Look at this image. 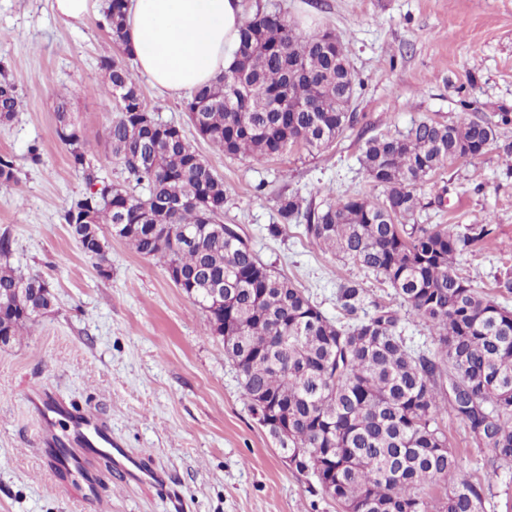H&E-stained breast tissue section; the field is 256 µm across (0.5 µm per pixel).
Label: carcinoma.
<instances>
[{"instance_id": "1", "label": "carcinoma", "mask_w": 512, "mask_h": 512, "mask_svg": "<svg viewBox=\"0 0 512 512\" xmlns=\"http://www.w3.org/2000/svg\"><path fill=\"white\" fill-rule=\"evenodd\" d=\"M104 20L122 57L99 63L108 103L118 113L106 139L136 195L100 176L93 147L59 100L55 134L68 147L86 193L63 215L82 252L102 276L109 267L102 225L137 253L159 259L174 283L207 313V333L224 343L249 410L279 407L288 426L279 441L291 469L313 477L343 512H484L482 482L463 474L440 422L468 428L477 446L512 465V308L461 276L460 259L487 239L489 222L405 225L420 205L416 187L445 167L491 149L512 114L444 123L423 119L402 133L365 140L359 158L381 198L359 194L303 208L278 197L287 224L305 220L307 237L393 290L399 307L369 299L360 280L336 292L330 319L306 290L264 263L224 224L228 189L183 129L149 112L125 59L124 0H108ZM357 86L336 32H302L277 13L245 20L235 63L194 89L197 135L226 156L263 161L290 147L320 152L354 127ZM20 106L16 87L0 83V118ZM17 182L0 155V184ZM0 238V342L21 335L50 306L33 300L46 283L7 263ZM224 301H213L215 288ZM425 321L435 351L407 342L401 307ZM446 484L445 500L425 493Z\"/></svg>"}]
</instances>
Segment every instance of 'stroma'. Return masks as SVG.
Returning <instances> with one entry per match:
<instances>
[{
	"label": "stroma",
	"mask_w": 512,
	"mask_h": 512,
	"mask_svg": "<svg viewBox=\"0 0 512 512\" xmlns=\"http://www.w3.org/2000/svg\"><path fill=\"white\" fill-rule=\"evenodd\" d=\"M106 0L89 14L63 20L52 0H0V72L21 106L0 121V154L12 157L18 180L0 185V236L12 242L10 264L44 279L52 309L6 344L0 343V512H338L313 479L292 471L275 440L243 400L220 338L207 315L171 280L165 265L109 237V277L99 276L63 221L86 192L55 135L60 94L102 166L125 183L113 163L106 130L116 114L104 86L88 88L101 58L118 49L102 26ZM246 16L280 12L302 29L329 27L344 41L359 82L352 109L359 122L333 147H293L256 163L230 158L200 139L183 97L137 83L154 117L183 127L189 141L229 189L224 221L237 225L260 259L305 288L327 317L336 315L341 281L358 276L350 262L317 248L301 221L281 224L277 199L296 194L321 206L327 194L383 193L358 163L359 131H406L430 118L462 122L512 113V0H243ZM40 159L32 161L31 146ZM418 224L490 220L493 233L459 265L487 293L512 273V126L487 154L439 171L418 188ZM281 224L279 236L269 225ZM41 390L70 409L100 416L112 437L148 457L164 486L122 481L108 459L91 464L94 492L82 479L57 474L41 448L29 399ZM444 429L464 474L488 493L485 512H512V468L476 447L463 423Z\"/></svg>",
	"instance_id": "stroma-1"
}]
</instances>
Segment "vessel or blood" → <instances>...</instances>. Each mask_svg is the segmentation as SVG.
Masks as SVG:
<instances>
[{"mask_svg": "<svg viewBox=\"0 0 512 512\" xmlns=\"http://www.w3.org/2000/svg\"><path fill=\"white\" fill-rule=\"evenodd\" d=\"M32 404L41 426V441L48 453H55L58 446H65L60 456L61 470L82 478L86 485L94 479L88 470L91 458L111 457L115 469L135 480H152L156 474L145 467L140 459L130 456L121 445L113 443L110 432L91 415L72 414L63 406L42 393H34Z\"/></svg>", "mask_w": 512, "mask_h": 512, "instance_id": "obj_1", "label": "vessel or blood"}]
</instances>
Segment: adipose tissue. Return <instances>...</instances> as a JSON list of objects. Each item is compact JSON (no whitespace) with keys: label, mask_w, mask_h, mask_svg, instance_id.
<instances>
[{"label":"adipose tissue","mask_w":512,"mask_h":512,"mask_svg":"<svg viewBox=\"0 0 512 512\" xmlns=\"http://www.w3.org/2000/svg\"><path fill=\"white\" fill-rule=\"evenodd\" d=\"M242 0H127L126 47L138 72L175 97L233 62Z\"/></svg>","instance_id":"obj_1"}]
</instances>
